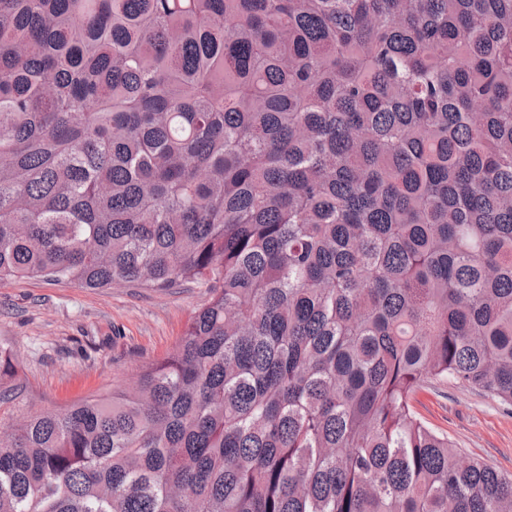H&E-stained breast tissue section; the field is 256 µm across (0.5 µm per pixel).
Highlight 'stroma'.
I'll list each match as a JSON object with an SVG mask.
<instances>
[{
  "instance_id": "1",
  "label": "stroma",
  "mask_w": 512,
  "mask_h": 512,
  "mask_svg": "<svg viewBox=\"0 0 512 512\" xmlns=\"http://www.w3.org/2000/svg\"><path fill=\"white\" fill-rule=\"evenodd\" d=\"M207 298L205 289L189 284L164 290L123 282L90 289L40 278L0 284V350L15 371L0 421L131 388L173 352ZM412 409L463 456L512 474V411L492 397L444 379L419 389Z\"/></svg>"
}]
</instances>
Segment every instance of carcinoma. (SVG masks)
<instances>
[{"label":"carcinoma","instance_id":"obj_1","mask_svg":"<svg viewBox=\"0 0 512 512\" xmlns=\"http://www.w3.org/2000/svg\"><path fill=\"white\" fill-rule=\"evenodd\" d=\"M207 289L0 512H512L412 411L512 407V0H0V282Z\"/></svg>","mask_w":512,"mask_h":512}]
</instances>
